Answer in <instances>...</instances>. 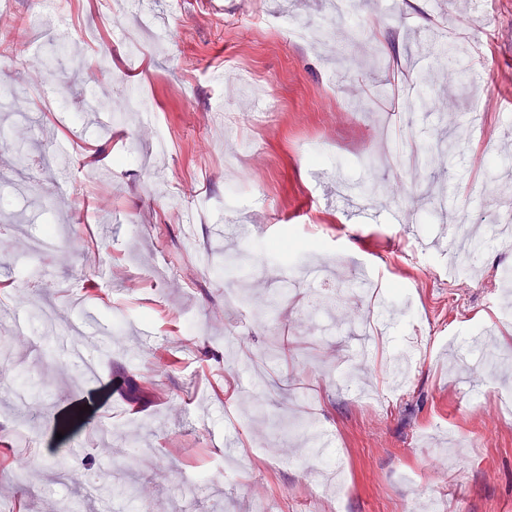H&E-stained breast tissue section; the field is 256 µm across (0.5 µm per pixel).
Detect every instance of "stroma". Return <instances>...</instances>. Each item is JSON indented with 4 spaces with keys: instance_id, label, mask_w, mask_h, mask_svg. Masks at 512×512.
<instances>
[{
    "instance_id": "obj_1",
    "label": "stroma",
    "mask_w": 512,
    "mask_h": 512,
    "mask_svg": "<svg viewBox=\"0 0 512 512\" xmlns=\"http://www.w3.org/2000/svg\"><path fill=\"white\" fill-rule=\"evenodd\" d=\"M329 2L152 0L137 16L124 0H11L0 87L28 112L0 110V306L30 292L57 311L0 339L21 366L0 389V512H327L335 486L343 512H512V378L459 354L484 334L512 351L489 282L512 252L487 243L452 274L426 247L445 214L484 227L512 210V0H362L354 40ZM294 26L328 35L317 47L291 39ZM419 30L465 44L467 70L432 55L400 74L393 62ZM100 60L94 85L86 66ZM36 61L65 97L36 89ZM390 80L430 107L381 93ZM354 86L372 111L353 105ZM490 95L471 129L465 112ZM91 96L100 111L87 122ZM450 133L465 144L445 165L411 166ZM444 168L455 177L441 209L430 194ZM341 178L380 185L368 219L344 204ZM218 224L247 225L257 250L304 249L231 279L197 262L201 250L225 257ZM90 237L98 252L71 251ZM309 265L326 275L305 283ZM231 284L241 302L228 306ZM87 313L107 334L86 350L101 376L88 393L111 384L113 359L152 373L164 395L134 410L112 394L60 435L77 389L56 344ZM310 424L330 438L335 478L307 472ZM24 455L42 463L20 485ZM129 464L133 495L117 474ZM65 469L97 475L95 500L60 482Z\"/></svg>"
}]
</instances>
